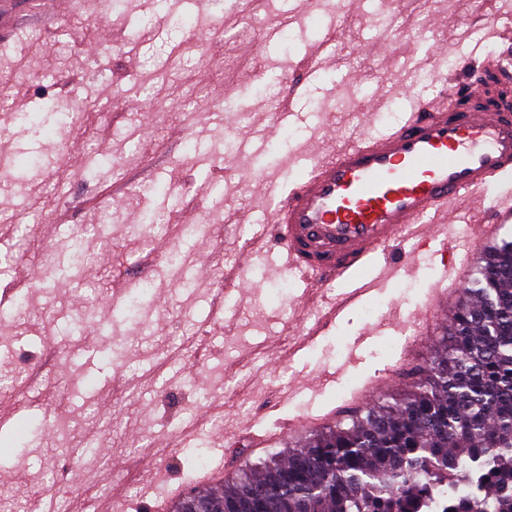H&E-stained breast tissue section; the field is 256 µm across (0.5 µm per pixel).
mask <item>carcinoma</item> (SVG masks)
<instances>
[{"label":"carcinoma","instance_id":"cac0c4a2","mask_svg":"<svg viewBox=\"0 0 512 512\" xmlns=\"http://www.w3.org/2000/svg\"><path fill=\"white\" fill-rule=\"evenodd\" d=\"M22 130L40 112L14 116ZM512 512V240L491 245L456 304L443 353L404 392L300 449L250 464L173 512Z\"/></svg>","mask_w":512,"mask_h":512}]
</instances>
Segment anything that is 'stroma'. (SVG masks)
Returning a JSON list of instances; mask_svg holds the SVG:
<instances>
[{
    "label": "stroma",
    "mask_w": 512,
    "mask_h": 512,
    "mask_svg": "<svg viewBox=\"0 0 512 512\" xmlns=\"http://www.w3.org/2000/svg\"><path fill=\"white\" fill-rule=\"evenodd\" d=\"M221 0L213 26L187 13L174 30L162 10L130 25L102 0H0V308L27 298L0 333V361L15 374L0 387V416L44 422L24 455H0V512H28L50 487L52 512H171L192 484L186 451L205 444L224 479L269 455L301 447L292 418L318 415L387 367L399 364L397 394L442 341L429 296L443 287L437 243L404 251L400 268L365 305L332 324L302 358L293 344L320 321L304 303L302 278L278 251L253 253L247 281L214 307L246 241L263 232V187L243 173L274 176L282 157L310 141L331 153L379 105L372 126L403 121L413 98L438 91L419 60L440 44L447 59L483 60L492 46L474 0ZM278 28L254 46L255 28ZM386 33L390 45L378 43ZM322 69L309 80L300 64ZM307 113L296 128L269 114L287 91ZM46 102L77 108V120L34 138L14 113ZM224 108V120L210 114ZM263 134L264 158L226 153L225 141ZM94 154L86 169L78 157ZM160 215L147 232L145 217ZM80 238L88 254L65 287L40 271L58 238ZM180 249L188 287L162 282L146 257ZM152 285L151 319L123 320L112 287ZM429 344L402 357L413 324ZM275 433L265 448L250 433Z\"/></svg>",
    "instance_id": "35a3bbf8"
}]
</instances>
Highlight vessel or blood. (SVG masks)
Wrapping results in <instances>:
<instances>
[{
  "label": "vessel or blood",
  "mask_w": 512,
  "mask_h": 512,
  "mask_svg": "<svg viewBox=\"0 0 512 512\" xmlns=\"http://www.w3.org/2000/svg\"><path fill=\"white\" fill-rule=\"evenodd\" d=\"M474 70L473 60L459 59L437 72L439 92L415 102L400 125L376 134L360 125L331 155L311 153L307 175L293 176L284 160L268 181L283 265L305 281V298H328L323 326L374 297L397 266L394 243L430 240L464 202L483 203L487 214L469 226L466 254L482 252L499 225L512 224V99L474 79ZM447 273V290L428 303L440 316L468 268ZM337 283L342 291L331 294Z\"/></svg>",
  "instance_id": "b4317fda"
}]
</instances>
